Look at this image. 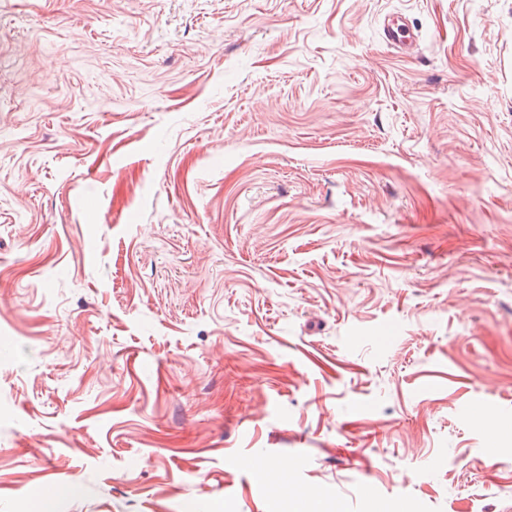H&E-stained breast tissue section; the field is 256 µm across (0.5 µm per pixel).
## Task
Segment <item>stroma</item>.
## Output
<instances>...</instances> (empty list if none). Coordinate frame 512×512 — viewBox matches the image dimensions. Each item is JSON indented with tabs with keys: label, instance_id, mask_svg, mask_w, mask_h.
Instances as JSON below:
<instances>
[{
	"label": "stroma",
	"instance_id": "35a3bbf8",
	"mask_svg": "<svg viewBox=\"0 0 512 512\" xmlns=\"http://www.w3.org/2000/svg\"><path fill=\"white\" fill-rule=\"evenodd\" d=\"M303 492L512 512V0H0V512ZM385 43L398 51H411L418 47V35L407 23L397 20H385L382 26Z\"/></svg>",
	"mask_w": 512,
	"mask_h": 512
}]
</instances>
